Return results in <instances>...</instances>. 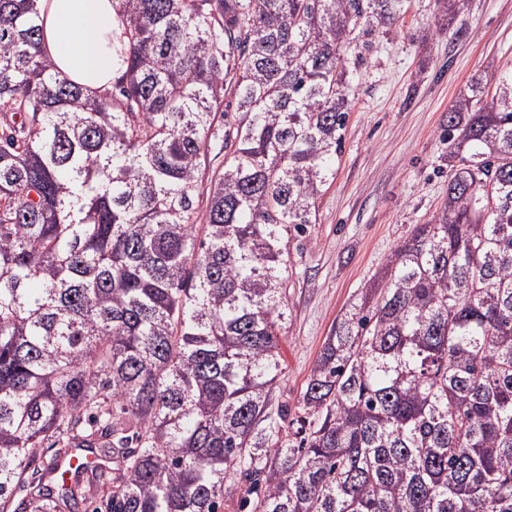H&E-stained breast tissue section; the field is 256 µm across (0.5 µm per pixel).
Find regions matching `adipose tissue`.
Wrapping results in <instances>:
<instances>
[{
	"label": "adipose tissue",
	"instance_id": "obj_1",
	"mask_svg": "<svg viewBox=\"0 0 512 512\" xmlns=\"http://www.w3.org/2000/svg\"><path fill=\"white\" fill-rule=\"evenodd\" d=\"M38 9L40 49L61 76L93 96L110 90L124 73L112 55V0H38Z\"/></svg>",
	"mask_w": 512,
	"mask_h": 512
}]
</instances>
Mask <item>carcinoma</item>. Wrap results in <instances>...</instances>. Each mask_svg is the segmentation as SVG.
<instances>
[{
  "instance_id": "cac0c4a2",
  "label": "carcinoma",
  "mask_w": 512,
  "mask_h": 512,
  "mask_svg": "<svg viewBox=\"0 0 512 512\" xmlns=\"http://www.w3.org/2000/svg\"><path fill=\"white\" fill-rule=\"evenodd\" d=\"M412 2L112 0L126 70L92 97L42 55L36 0H0V512H221L230 489L240 512H512V75L471 78L439 211L297 411L277 394L347 56ZM71 448L98 461L81 482Z\"/></svg>"
}]
</instances>
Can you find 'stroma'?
Masks as SVG:
<instances>
[{
  "instance_id": "stroma-1",
  "label": "stroma",
  "mask_w": 512,
  "mask_h": 512,
  "mask_svg": "<svg viewBox=\"0 0 512 512\" xmlns=\"http://www.w3.org/2000/svg\"><path fill=\"white\" fill-rule=\"evenodd\" d=\"M348 61L358 78L336 177L317 223L288 243V320L278 344L292 407L339 315L439 210L448 191L443 120L471 76L512 71V0H470L449 27L418 0L396 30Z\"/></svg>"
}]
</instances>
